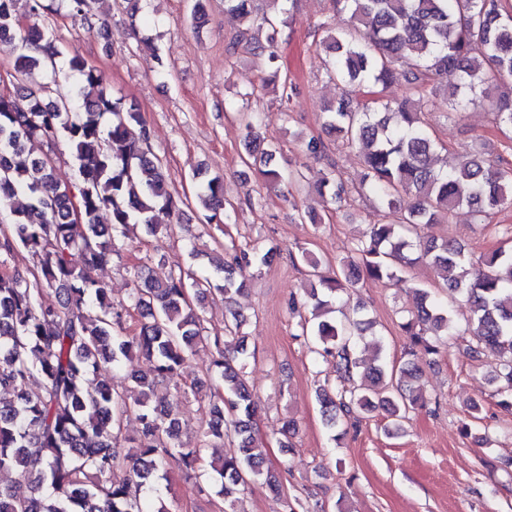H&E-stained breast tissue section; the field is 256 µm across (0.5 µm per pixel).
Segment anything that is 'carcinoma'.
Masks as SVG:
<instances>
[{
    "label": "carcinoma",
    "mask_w": 512,
    "mask_h": 512,
    "mask_svg": "<svg viewBox=\"0 0 512 512\" xmlns=\"http://www.w3.org/2000/svg\"><path fill=\"white\" fill-rule=\"evenodd\" d=\"M55 0H0V41L16 43L13 92L0 95V201L23 195L27 204L11 206L10 232L0 250L24 251L39 280L55 288L57 302L44 306L39 291L16 274L0 271V471L24 476L33 495L20 497L0 481V512H164L141 507L140 493L171 464L195 468L201 449L215 440L233 448L210 462L220 481L227 512H236L238 494L258 479L273 487L265 460L255 451L256 406L245 380L250 350L242 332V314L225 310L224 334H208L205 294L232 301L244 283L235 277L243 267L268 264L274 248L262 251L250 242L225 248L227 259L216 267L222 283L178 268L165 281L136 267L130 305L108 301V289L94 273L112 258L115 238L140 227L147 236L159 231L155 212L179 215L181 199L168 189V175L147 152L150 132L139 106L113 97L100 73L79 55H65L38 29L17 34L19 16L38 17ZM69 15L92 29L93 0H65ZM270 13H254V0H225V10L247 23L227 52L243 45L261 51L268 73L259 89L281 90L288 104L297 87L278 65V37L292 25L288 0ZM350 27L334 34L326 20L313 28L327 33L321 45L331 59L329 79L362 94L341 95L326 113L327 134L359 147L358 190L368 191L383 212L370 225L340 271L327 275L322 262L300 252L314 300L312 319L300 317V336L311 353L336 360L338 384L323 386L317 400L332 439L347 434L345 423L359 413L383 411L394 421L425 403L413 386L419 361L439 353L456 330L454 310L427 288H415L416 313L401 324L409 337L407 359L400 366L376 354L365 363L360 342L373 321H342L332 316V301L365 274L375 281H406L407 269L425 262L439 286L468 309L466 331L471 353L490 354L500 370L489 382L499 405L512 408V250L497 249L476 264L462 245L434 239L417 241L428 224H451L468 208L476 223L490 226L493 217L512 207V163L488 161L466 152L446 168H435L433 137L427 112L433 100L448 98V115H458L481 98L494 121L512 130V99L493 92L512 81V7L503 0H333ZM267 30L266 44H255L251 28ZM66 58L80 76L76 98L36 93L21 83L27 71ZM452 73L455 82L444 77ZM399 84L412 97L393 109L380 100L387 87ZM246 165L258 166L264 185L288 188L284 201L296 206L290 191L305 179L302 169L282 172L272 166L275 145L257 129L256 118L241 113ZM65 139L78 165L79 185L60 184L54 166L34 151L36 142ZM196 197L208 211L209 224L228 217L224 178L193 175ZM78 192L82 223L71 219V197ZM320 195L342 203L352 188L333 163L320 181ZM80 255L82 264L73 263ZM134 308L148 319L136 332L126 327ZM209 344L216 351L211 379L223 386L206 405L207 427L194 445L181 440L180 422L170 405H151L156 386L172 381L193 348ZM133 352L153 362V376H131L133 392L112 382L95 381L105 364L118 366ZM135 413L143 438L131 455L117 451L118 432Z\"/></svg>",
    "instance_id": "1"
}]
</instances>
